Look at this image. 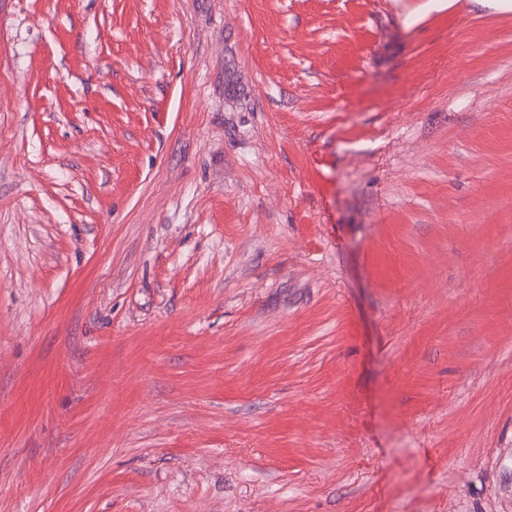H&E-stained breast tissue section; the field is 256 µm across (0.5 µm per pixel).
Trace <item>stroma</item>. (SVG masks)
Listing matches in <instances>:
<instances>
[{"label":"stroma","instance_id":"obj_1","mask_svg":"<svg viewBox=\"0 0 512 512\" xmlns=\"http://www.w3.org/2000/svg\"><path fill=\"white\" fill-rule=\"evenodd\" d=\"M0 512H512V13L0 0Z\"/></svg>","mask_w":512,"mask_h":512}]
</instances>
